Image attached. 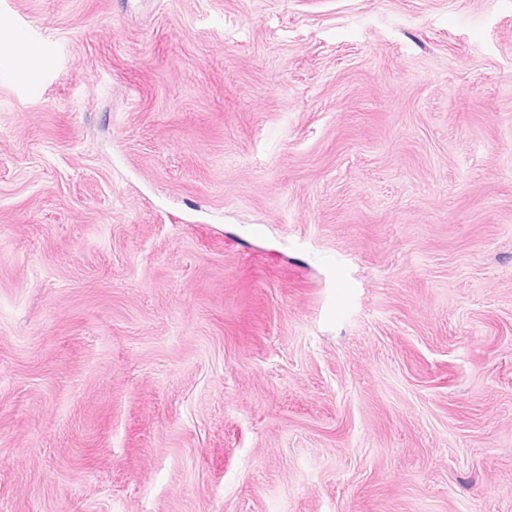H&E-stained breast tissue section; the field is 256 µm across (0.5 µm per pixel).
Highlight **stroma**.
Segmentation results:
<instances>
[{
  "mask_svg": "<svg viewBox=\"0 0 512 512\" xmlns=\"http://www.w3.org/2000/svg\"><path fill=\"white\" fill-rule=\"evenodd\" d=\"M0 512H512V0H0Z\"/></svg>",
  "mask_w": 512,
  "mask_h": 512,
  "instance_id": "stroma-1",
  "label": "stroma"
}]
</instances>
